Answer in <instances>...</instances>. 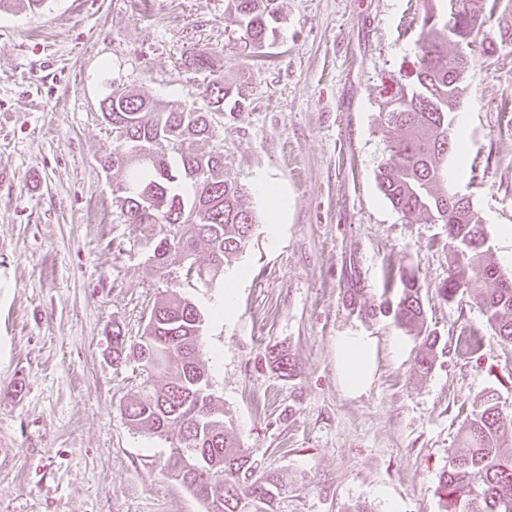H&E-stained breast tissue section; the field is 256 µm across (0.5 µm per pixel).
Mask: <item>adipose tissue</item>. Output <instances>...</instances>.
Returning <instances> with one entry per match:
<instances>
[{
	"mask_svg": "<svg viewBox=\"0 0 512 512\" xmlns=\"http://www.w3.org/2000/svg\"><path fill=\"white\" fill-rule=\"evenodd\" d=\"M336 373L343 390L357 396L374 380L378 341L362 330L342 332L335 339Z\"/></svg>",
	"mask_w": 512,
	"mask_h": 512,
	"instance_id": "obj_1",
	"label": "adipose tissue"
}]
</instances>
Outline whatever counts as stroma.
Returning a JSON list of instances; mask_svg holds the SVG:
<instances>
[{
	"label": "stroma",
	"mask_w": 512,
	"mask_h": 512,
	"mask_svg": "<svg viewBox=\"0 0 512 512\" xmlns=\"http://www.w3.org/2000/svg\"><path fill=\"white\" fill-rule=\"evenodd\" d=\"M424 0H279L275 40L246 48L227 0H46L0 11V512H205L158 468L165 442L133 434L122 406L140 387L136 358L112 360L120 327L141 336L166 284L134 225L112 204L100 158L113 87L162 101L195 94L193 54L243 81L249 109L218 129L230 177L251 186V243L224 267L238 283L228 318L223 283L190 294L205 315L200 360L224 419L254 459L280 473L288 512H443L441 474L463 446L473 405L497 394L512 416V347L488 325L474 290L453 301L444 225L409 224L381 194L387 154L378 89L411 61ZM512 46L471 64L448 157L512 277ZM482 175L471 178V166ZM278 187L269 226L258 179ZM412 268L427 329L442 354L427 375L420 345L391 318L389 270ZM361 304H346L352 285ZM378 338L368 391L344 392L335 339ZM403 353H393L392 340ZM287 351L280 376L265 349Z\"/></svg>",
	"instance_id": "35a3bbf8"
}]
</instances>
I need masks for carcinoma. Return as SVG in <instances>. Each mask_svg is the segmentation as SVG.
<instances>
[{
    "label": "carcinoma",
    "instance_id": "obj_1",
    "mask_svg": "<svg viewBox=\"0 0 512 512\" xmlns=\"http://www.w3.org/2000/svg\"><path fill=\"white\" fill-rule=\"evenodd\" d=\"M276 0H229L231 11L254 44L275 34ZM501 0H427L414 60L391 85H379V112L391 134L388 157L376 181L384 198L410 224L446 227L451 261L438 288L445 301L480 281L493 287L476 299L490 327L512 346V278L491 261L487 237L471 203H450L448 154L460 150L450 114L460 103L463 83L480 46L485 23L497 17L495 38L512 45V5ZM455 51L448 52V45ZM251 105L246 86L209 74L190 102L162 103L131 89L109 92L102 116L112 126L113 147L100 165L112 175V194L123 223L140 232L141 244L159 278L164 297L147 316L143 334L128 342L112 328V359L134 352L146 378L123 406L132 430L169 443L161 470L205 504V512H285L288 487L279 474L258 468L232 438L224 410L216 403L209 374L199 359L204 316L184 286L213 287L224 265L250 242L258 219L245 203L247 188L224 174V146L203 152L197 144L216 137L219 120L239 117ZM203 251L207 263H197ZM396 291L385 313L395 325L421 339L416 370L428 373L438 337L424 328L426 311L414 273L387 276L384 293ZM268 363L283 377L292 364L283 350H270ZM166 382L158 387L152 377ZM512 419L492 394L482 397L462 427L465 449L440 484L446 512H512ZM196 449L208 469H186Z\"/></svg>",
    "mask_w": 512,
    "mask_h": 512
}]
</instances>
